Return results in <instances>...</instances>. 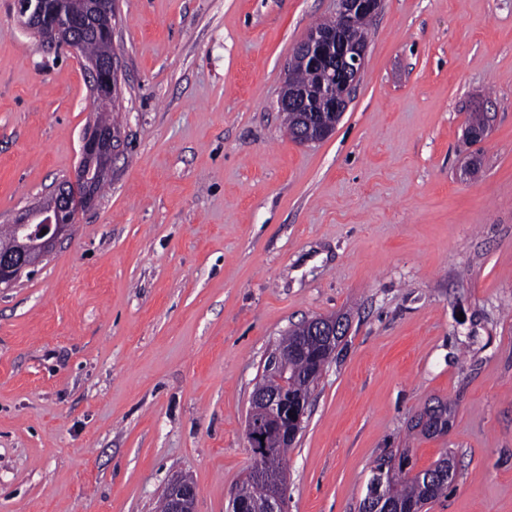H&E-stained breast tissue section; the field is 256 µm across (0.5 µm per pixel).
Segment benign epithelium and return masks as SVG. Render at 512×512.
I'll return each mask as SVG.
<instances>
[{
    "label": "benign epithelium",
    "mask_w": 512,
    "mask_h": 512,
    "mask_svg": "<svg viewBox=\"0 0 512 512\" xmlns=\"http://www.w3.org/2000/svg\"><path fill=\"white\" fill-rule=\"evenodd\" d=\"M73 0H16V9L24 26L47 47L66 45L78 49L81 36L92 32L103 20L106 38H112L114 0H94L83 13L72 8ZM334 28L312 27L299 48L312 63L327 75L336 74L335 93L327 100L329 110L341 113L348 105L364 67L368 42L354 33L355 20L365 17L373 22L381 10V0H337ZM91 77L92 99L110 100L119 93L116 55L86 60ZM119 141L118 131L111 125L92 124L84 133L80 160L73 175L57 189L51 204L19 211L12 224L15 235L0 243V289L10 288L17 273L34 267L48 255L56 243L71 235L80 215L89 209L112 164ZM329 328L312 320L315 343L330 348L336 337L326 335ZM309 360L307 373L321 379L327 363L321 356L309 354L302 345H279L267 355L264 374L277 379L275 391H262L251 397V406L262 418L247 423L246 438L252 455L258 459L269 452L265 438L272 436L283 445L295 441L307 415L310 396L288 389V360ZM196 486L187 478L174 480L166 491L167 512H195Z\"/></svg>",
    "instance_id": "1"
}]
</instances>
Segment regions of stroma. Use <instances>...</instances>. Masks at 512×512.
<instances>
[{
	"label": "stroma",
	"mask_w": 512,
	"mask_h": 512,
	"mask_svg": "<svg viewBox=\"0 0 512 512\" xmlns=\"http://www.w3.org/2000/svg\"><path fill=\"white\" fill-rule=\"evenodd\" d=\"M336 9L115 0L111 171L0 290V512H158L180 477L197 512H228L268 352L343 313L287 512H359L397 449L417 471L455 456L428 512H512V0H382L346 111L301 145L278 100ZM97 118L80 56L0 0V227L73 173ZM437 399L454 415L427 439L411 425Z\"/></svg>",
	"instance_id": "stroma-1"
}]
</instances>
